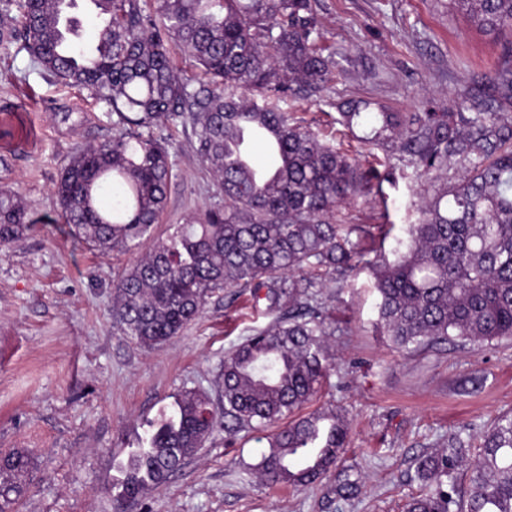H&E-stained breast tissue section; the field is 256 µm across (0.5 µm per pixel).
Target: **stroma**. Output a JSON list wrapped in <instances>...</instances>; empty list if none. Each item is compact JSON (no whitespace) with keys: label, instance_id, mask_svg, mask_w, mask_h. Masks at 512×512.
Here are the masks:
<instances>
[{"label":"stroma","instance_id":"stroma-1","mask_svg":"<svg viewBox=\"0 0 512 512\" xmlns=\"http://www.w3.org/2000/svg\"><path fill=\"white\" fill-rule=\"evenodd\" d=\"M311 5L343 75L322 92L284 96L278 106L360 166L392 171L383 199L358 190L339 215L371 232L390 222L403 234L418 222L420 195L431 182L398 150L365 146V128L338 124L339 103L454 112L467 97L512 116V101L491 83L512 69L507 38L479 30L448 0ZM65 112L85 120L62 122ZM155 134L171 143L175 173L154 228L161 237L188 215L223 205L224 197L195 150L190 125L169 121ZM111 136L107 104L55 84L19 47L0 50V189L16 193L37 223L0 247V452L29 448L35 457L19 512H115L118 465L160 411L188 390L217 396L225 355L276 319L238 288L209 294L201 317L153 349L113 327L112 284L137 252L103 255L68 225L43 221L56 214L52 190L77 145ZM318 299L336 329L333 368L301 412L342 408L350 434L337 467L360 474L361 494L336 500L326 481L300 489L264 485L255 467L269 451L265 433L219 429L133 512H403L422 487L417 458L447 448L455 434L478 446L481 432L512 411V339L399 350L376 329L378 296L366 269L340 283L325 280Z\"/></svg>","mask_w":512,"mask_h":512}]
</instances>
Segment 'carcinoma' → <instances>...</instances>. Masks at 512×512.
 Here are the masks:
<instances>
[{
  "label": "carcinoma",
  "mask_w": 512,
  "mask_h": 512,
  "mask_svg": "<svg viewBox=\"0 0 512 512\" xmlns=\"http://www.w3.org/2000/svg\"><path fill=\"white\" fill-rule=\"evenodd\" d=\"M18 2L19 15L10 14ZM98 34L80 42L69 15L76 0H0V48L16 40L55 83L81 88L112 108V138L79 146L54 188L62 223L103 253L142 250L113 281L112 321L141 347L180 335L217 290L248 288L278 321L255 332L221 367L214 406L186 392L120 464L117 509L161 487L220 426L277 429L257 464L269 484L305 487L329 477L346 448L348 428L334 408L296 414L332 366L326 322L315 288L372 269L377 325L401 350L450 341L512 338V117L499 112L369 111L359 102L340 113L366 124L364 143L392 145L431 179L422 219L408 237L392 225L368 232L336 220L339 207L370 176L307 127L288 121L270 98L293 89L318 92L336 78L320 52L311 0H90ZM481 29L512 33V0H448ZM182 49L205 80L172 64ZM176 118L191 125L196 151L211 170L224 206L195 213L166 237H154L173 181L168 145L154 134ZM260 140L264 169L243 151ZM462 173L448 184V161ZM33 226L26 206L0 191V245ZM394 259H389V256ZM33 465L26 448L0 454V512H16ZM425 486L405 512H512V415L498 417L477 448L458 436L448 449L421 456ZM362 488L345 470L339 500Z\"/></svg>",
  "instance_id": "cac0c4a2"
}]
</instances>
